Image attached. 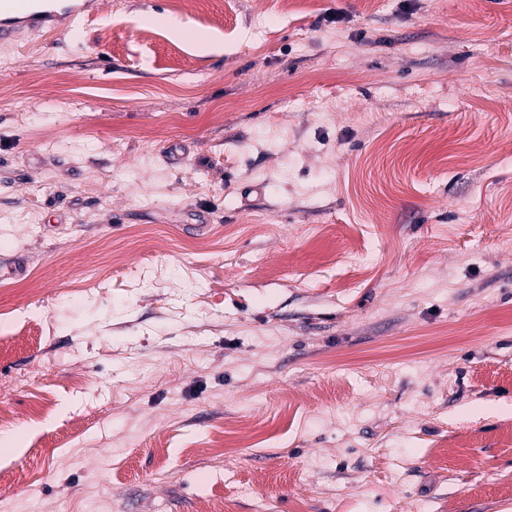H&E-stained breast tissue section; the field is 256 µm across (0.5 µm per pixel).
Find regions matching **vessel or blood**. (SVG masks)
I'll use <instances>...</instances> for the list:
<instances>
[{
  "label": "vessel or blood",
  "mask_w": 512,
  "mask_h": 512,
  "mask_svg": "<svg viewBox=\"0 0 512 512\" xmlns=\"http://www.w3.org/2000/svg\"><path fill=\"white\" fill-rule=\"evenodd\" d=\"M87 11L88 0H0V44L54 29L59 21L80 24Z\"/></svg>",
  "instance_id": "1"
}]
</instances>
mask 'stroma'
Returning a JSON list of instances; mask_svg holds the SVG:
<instances>
[{"label":"stroma","mask_w":512,"mask_h":512,"mask_svg":"<svg viewBox=\"0 0 512 512\" xmlns=\"http://www.w3.org/2000/svg\"><path fill=\"white\" fill-rule=\"evenodd\" d=\"M91 8L0 45V512H512V0Z\"/></svg>","instance_id":"obj_1"}]
</instances>
